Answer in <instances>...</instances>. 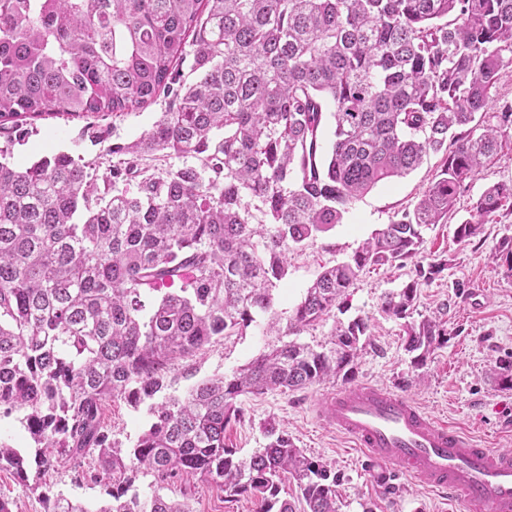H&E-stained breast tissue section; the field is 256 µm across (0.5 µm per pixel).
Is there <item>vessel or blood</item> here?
Wrapping results in <instances>:
<instances>
[{"instance_id": "1", "label": "vessel or blood", "mask_w": 512, "mask_h": 512, "mask_svg": "<svg viewBox=\"0 0 512 512\" xmlns=\"http://www.w3.org/2000/svg\"><path fill=\"white\" fill-rule=\"evenodd\" d=\"M328 420L383 475L399 472L447 493L464 512H512V453L479 447L457 426L398 391L371 383L342 386L324 404Z\"/></svg>"}]
</instances>
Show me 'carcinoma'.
Instances as JSON below:
<instances>
[{
	"label": "carcinoma",
	"mask_w": 512,
	"mask_h": 512,
	"mask_svg": "<svg viewBox=\"0 0 512 512\" xmlns=\"http://www.w3.org/2000/svg\"><path fill=\"white\" fill-rule=\"evenodd\" d=\"M192 47L195 79L178 66ZM512 64V0H0V130L45 115L118 114L160 94L168 111L119 156L103 190L65 153L0 161V414L23 413L30 455L0 441V471L35 491L41 475L94 457L108 500L46 498L47 512H192L161 490L193 475L256 512H338L341 477L268 422L247 456L224 433L239 399L349 379L367 321H334L329 345L296 336L344 312L374 266L415 258L468 181L512 135V102L492 95ZM331 131L322 154V138ZM442 155L434 183L346 261L324 269L288 316L277 310L288 252L341 223L378 184ZM194 164L174 167L173 156ZM512 204L484 191L455 236L469 242ZM442 260L383 296L422 365L448 341L437 317L410 321ZM266 316L267 350L165 396L177 362ZM294 339H288V336ZM146 407L122 448L108 402ZM150 475V492L139 475Z\"/></svg>",
	"instance_id": "1"
}]
</instances>
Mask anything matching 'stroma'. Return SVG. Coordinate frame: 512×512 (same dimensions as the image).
<instances>
[{"label":"stroma","instance_id":"obj_1","mask_svg":"<svg viewBox=\"0 0 512 512\" xmlns=\"http://www.w3.org/2000/svg\"><path fill=\"white\" fill-rule=\"evenodd\" d=\"M168 108L169 99L162 95L134 112L30 119L12 139L0 135V153L13 165L26 167L63 151L96 165L102 176L116 160L112 146L138 139ZM440 164V156L433 154L407 176L377 185L351 206L341 224L291 252L288 277L279 292L281 308L293 307L322 267L348 260L395 213L413 207L433 183ZM510 180L512 144L507 142L469 182L447 223L423 230L416 259L370 268L360 275L348 292L344 314L348 320L366 319L371 332V343L356 362L354 381L398 390L438 419L474 435L486 448L512 449V388L501 385L496 376L497 367L512 363V267L495 256L499 241L512 237V209L500 210L470 242H457L455 229L470 217L486 188ZM436 259L444 260L446 267L420 286L413 314H440L447 322L448 341L419 367L405 349L401 321L382 311L381 299L415 279L417 263ZM268 342L257 324L243 335L209 345L170 370V393L182 395L203 378L231 373L265 350ZM334 389V384L326 383L288 393L243 396V417L226 431L228 446L243 456L263 447V425L274 419L308 457L329 463L341 474L339 512H363L368 504L375 505V512H456L441 494L405 475H393L386 486L379 483L368 459L320 414L321 402ZM148 422L145 410L121 401L107 405V426L122 446H130ZM45 490L85 502L106 498L103 485L72 468L47 475ZM166 494L172 499L189 497L193 512H255L250 497L225 500L218 487L196 477L177 480Z\"/></svg>","mask_w":512,"mask_h":512}]
</instances>
